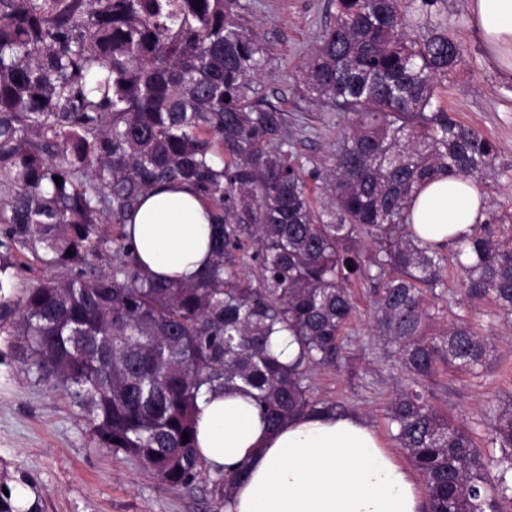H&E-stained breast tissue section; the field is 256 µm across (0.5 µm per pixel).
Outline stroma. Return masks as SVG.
<instances>
[{"instance_id":"35a3bbf8","label":"stroma","mask_w":512,"mask_h":512,"mask_svg":"<svg viewBox=\"0 0 512 512\" xmlns=\"http://www.w3.org/2000/svg\"><path fill=\"white\" fill-rule=\"evenodd\" d=\"M248 28L262 39L269 56L258 89L287 116L286 133L298 163L328 165L336 153L338 119L303 97L295 73L335 9L329 0H240ZM448 31L464 46L457 71L440 90L444 106L481 131L497 149L494 172L480 185L486 209L512 213V78L487 61L469 25L468 0H445ZM5 273L12 300L50 276H66L33 251L13 245ZM455 261L445 265V288L435 305L441 323L466 317L497 347V359L482 377L438 368L424 380L430 402L468 431L482 452H490L486 412L512 397V323L486 298L464 292ZM356 313L344 331V350L334 367L313 369L307 379L318 399L338 402L364 416L399 451L386 415L388 399L407 382L395 353L372 332L374 295L353 284ZM217 474L203 468L189 485L162 481L139 460L98 447L86 420L69 398L51 391L28 373L11 324L0 325V480L27 498H40L43 512H224Z\"/></svg>"}]
</instances>
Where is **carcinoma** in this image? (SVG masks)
<instances>
[{
	"label": "carcinoma",
	"mask_w": 512,
	"mask_h": 512,
	"mask_svg": "<svg viewBox=\"0 0 512 512\" xmlns=\"http://www.w3.org/2000/svg\"><path fill=\"white\" fill-rule=\"evenodd\" d=\"M443 0H336L296 85L351 118L332 165L292 161L285 113L259 92L268 53L239 0H0V206L6 242L74 266L26 291L15 335L25 365L67 396L97 444L188 485L202 387L250 395L275 427L338 410L308 395L333 366L360 279L376 296L374 332L408 382L388 399L395 438L426 482L430 512H501L512 503V400L491 410L485 456L428 400L443 365L478 376L494 344L465 318L431 333L446 257L410 230L421 184L481 179L495 146L439 101L462 44ZM50 131L55 150L39 141ZM61 182L54 181V177ZM328 200L311 205L307 179ZM190 183L214 206L211 259L190 284L146 278L120 242L109 271L82 266L162 183ZM468 294L512 317V214L491 211L455 252ZM259 263L258 281L244 275ZM297 358L283 363L276 335ZM189 441L182 442L183 433ZM496 476H491V471ZM246 474L224 468L222 496ZM0 488V512L27 509Z\"/></svg>",
	"instance_id": "obj_1"
}]
</instances>
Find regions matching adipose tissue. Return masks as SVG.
Segmentation results:
<instances>
[{"label":"adipose tissue","mask_w":512,"mask_h":512,"mask_svg":"<svg viewBox=\"0 0 512 512\" xmlns=\"http://www.w3.org/2000/svg\"><path fill=\"white\" fill-rule=\"evenodd\" d=\"M472 26L499 70L512 76V0H469ZM423 239L458 243L483 221L474 180L448 176L420 189L411 210ZM213 211L186 184L143 197L124 236L141 272L194 282L210 260ZM196 442L212 467L245 464L227 512H422L426 487L390 453L366 418L303 413L270 427L243 393L202 391Z\"/></svg>","instance_id":"obj_1"}]
</instances>
